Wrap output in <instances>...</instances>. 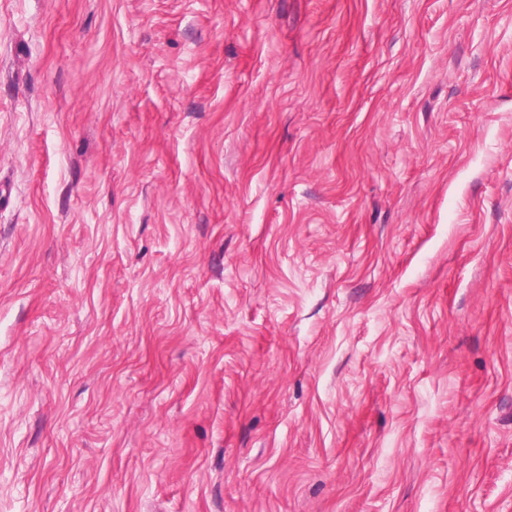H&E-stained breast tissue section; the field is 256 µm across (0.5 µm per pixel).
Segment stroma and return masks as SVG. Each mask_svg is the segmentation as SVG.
I'll use <instances>...</instances> for the list:
<instances>
[{
  "instance_id": "obj_1",
  "label": "stroma",
  "mask_w": 512,
  "mask_h": 512,
  "mask_svg": "<svg viewBox=\"0 0 512 512\" xmlns=\"http://www.w3.org/2000/svg\"><path fill=\"white\" fill-rule=\"evenodd\" d=\"M0 512H512V0H0Z\"/></svg>"
}]
</instances>
